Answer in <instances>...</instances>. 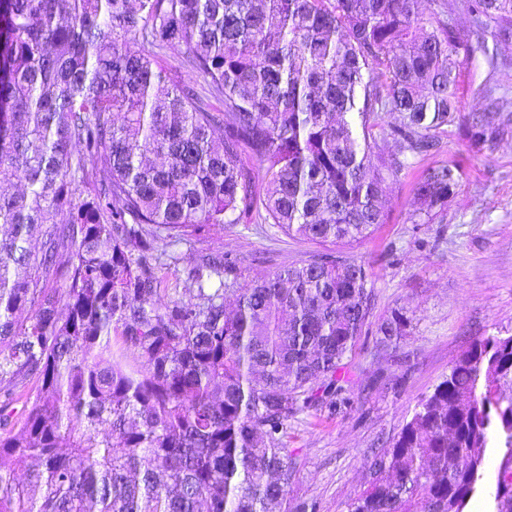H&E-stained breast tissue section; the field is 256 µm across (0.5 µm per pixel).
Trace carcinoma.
Returning <instances> with one entry per match:
<instances>
[{"mask_svg": "<svg viewBox=\"0 0 512 512\" xmlns=\"http://www.w3.org/2000/svg\"><path fill=\"white\" fill-rule=\"evenodd\" d=\"M415 4L0 0V512H317L289 498L288 430L348 401L345 359L373 310L365 266L322 253L242 281L210 253L184 281L193 299L164 302L157 270L206 228L349 246L386 223L387 181L447 133L463 65L448 0L427 19ZM467 9L482 35L512 28V0ZM175 52L209 95L162 65ZM485 94L477 144L512 126ZM389 139L398 152L375 153ZM460 177L424 172L425 216ZM408 323L392 311L382 342ZM493 445L494 499L512 512L499 336L474 340L375 450L348 512H464Z\"/></svg>", "mask_w": 512, "mask_h": 512, "instance_id": "1", "label": "carcinoma"}]
</instances>
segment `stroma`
Listing matches in <instances>:
<instances>
[{"instance_id": "obj_1", "label": "stroma", "mask_w": 512, "mask_h": 512, "mask_svg": "<svg viewBox=\"0 0 512 512\" xmlns=\"http://www.w3.org/2000/svg\"><path fill=\"white\" fill-rule=\"evenodd\" d=\"M448 8L456 36L470 48L456 122L436 151L389 179L386 223L347 249L371 275L374 320L401 311L408 333L389 346L379 345L376 333L363 336L347 359L348 404L305 412L288 434L299 464L291 497L317 503L320 512H347L370 478L373 449L400 432L475 339L512 334V129L490 146L469 140L468 119L485 107L477 90L486 66L470 16L459 0ZM448 162L460 166L461 179L447 210L413 223L416 182L425 169ZM316 250L266 224H228L195 245H176L179 264L160 276L164 287H182L198 253L212 251L231 254L243 276L257 279Z\"/></svg>"}]
</instances>
